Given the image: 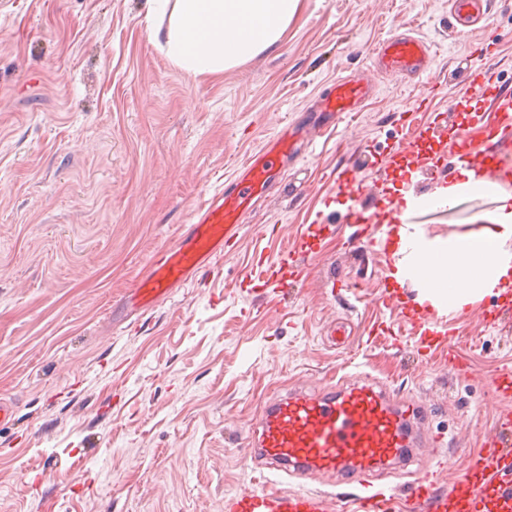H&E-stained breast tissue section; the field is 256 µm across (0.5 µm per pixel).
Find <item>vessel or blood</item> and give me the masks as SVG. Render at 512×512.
Here are the masks:
<instances>
[{"label": "vessel or blood", "instance_id": "obj_1", "mask_svg": "<svg viewBox=\"0 0 512 512\" xmlns=\"http://www.w3.org/2000/svg\"><path fill=\"white\" fill-rule=\"evenodd\" d=\"M450 13L461 26L488 19L489 0H449ZM431 47L421 38L395 36L383 42L372 69L337 78L307 123L289 125L264 151L252 156L238 176L214 196L173 244L159 250L136 283L131 301L150 308L169 298L173 289L209 268L238 240V231L256 202L275 182L298 143H314L331 127L345 123L375 90L373 75L395 80L426 78ZM458 162L478 180L512 179V128H493L484 148H474L469 130H458L453 142ZM336 182L354 196L346 222L353 247L378 245L395 220V208H382L369 198L354 168L336 172ZM431 404L396 395L365 372L341 377L319 392L293 388L270 399L248 429L247 446L259 468L304 479L326 474L349 494L335 499L313 491L245 490L224 501V512H512V414L498 416L483 437L464 477L443 491L427 477L407 482L402 493L384 494L375 481L398 475L404 449L439 448L443 439L424 433Z\"/></svg>", "mask_w": 512, "mask_h": 512}]
</instances>
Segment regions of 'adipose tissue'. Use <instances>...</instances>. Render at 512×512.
<instances>
[{
    "mask_svg": "<svg viewBox=\"0 0 512 512\" xmlns=\"http://www.w3.org/2000/svg\"><path fill=\"white\" fill-rule=\"evenodd\" d=\"M301 0H147V13L167 18V56L197 77L274 48ZM478 229L452 232L435 245L408 225L394 232L396 283L420 285V302L458 313L512 285V209L487 214Z\"/></svg>",
    "mask_w": 512,
    "mask_h": 512,
    "instance_id": "adipose-tissue-1",
    "label": "adipose tissue"
}]
</instances>
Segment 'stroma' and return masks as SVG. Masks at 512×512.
I'll return each instance as SVG.
<instances>
[{
    "instance_id": "stroma-1",
    "label": "stroma",
    "mask_w": 512,
    "mask_h": 512,
    "mask_svg": "<svg viewBox=\"0 0 512 512\" xmlns=\"http://www.w3.org/2000/svg\"><path fill=\"white\" fill-rule=\"evenodd\" d=\"M491 2L489 25L459 37L448 0H302L276 50L201 79L169 60L145 0H0V397L17 405L0 427V512H224L226 497L263 487L241 439L269 398L346 365L429 398L431 430L459 441L439 486L463 476L499 410L490 382L512 368V286L453 315L428 310L471 376L449 375L441 347L417 356L419 335L386 294L413 303L420 288L391 278L395 257L352 250L353 201L334 173L356 166L430 240L512 206V184L450 208L407 203L443 187L424 158L452 164L457 128L479 144L499 118L463 97V77L489 61L512 88V0ZM402 31L434 52L427 109L402 112L418 80L380 78L351 120L355 140L339 126L298 147L232 251L135 309L154 253L284 121L302 122ZM309 224L326 233L302 283L267 305L241 287L255 257L278 263ZM335 322L351 334L332 348Z\"/></svg>"
}]
</instances>
